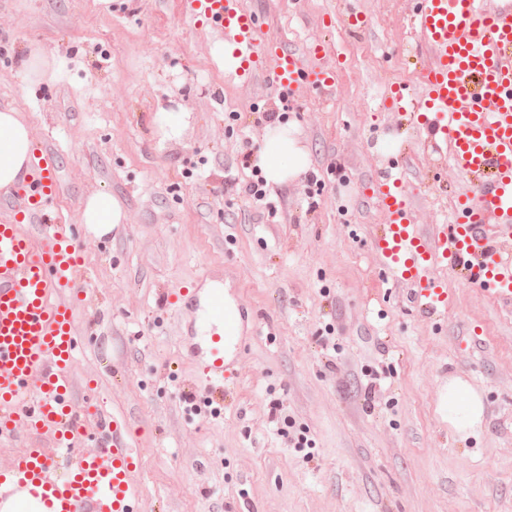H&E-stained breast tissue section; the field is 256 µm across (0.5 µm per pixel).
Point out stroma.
Returning <instances> with one entry per match:
<instances>
[{
	"mask_svg": "<svg viewBox=\"0 0 512 512\" xmlns=\"http://www.w3.org/2000/svg\"><path fill=\"white\" fill-rule=\"evenodd\" d=\"M241 2L264 39L335 71L331 99L218 67L221 36L182 0H0V109L50 152V209L80 228L76 396L130 433L140 512H512V308L437 267L450 299L429 322L383 281L372 244L386 220L375 174L399 151L414 223L451 224L454 198L472 191L383 105L391 83H418L405 61L414 0H356L357 31L341 21L346 0ZM33 45L55 62L37 84L20 67ZM161 106L190 112L180 141L160 142ZM267 112L295 123L311 170L256 204L244 157ZM102 190L126 214L106 237L80 227ZM213 272L248 312L237 397L220 410L185 400L190 317L157 304L158 289L200 288ZM452 375L484 397L468 439L437 411ZM297 437L310 452L290 447Z\"/></svg>",
	"mask_w": 512,
	"mask_h": 512,
	"instance_id": "stroma-1",
	"label": "stroma"
}]
</instances>
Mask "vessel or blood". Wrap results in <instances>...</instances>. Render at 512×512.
I'll return each mask as SVG.
<instances>
[{
    "label": "vessel or blood",
    "mask_w": 512,
    "mask_h": 512,
    "mask_svg": "<svg viewBox=\"0 0 512 512\" xmlns=\"http://www.w3.org/2000/svg\"><path fill=\"white\" fill-rule=\"evenodd\" d=\"M185 15L236 47L243 76L254 77L260 55L270 60L266 78L277 89L292 93L309 83L332 96L334 73L306 68L295 52L263 42L256 16L239 0H185ZM413 28L428 57L419 87L400 88L391 107L475 191L454 200L452 225L427 231L412 221L400 162L382 171L377 188L387 222L373 237L382 275L409 285L413 308L431 321L448 307L447 288L428 276L439 264L512 307V241L499 234L512 225V0H415ZM57 191L50 154L34 148L29 175L9 191V215L0 220V434L22 421L32 438L11 466L0 468V512H139L127 438H113L92 454L80 448L97 411L71 394L76 318L70 291L82 264L71 226L52 221L49 204ZM35 225L41 228L36 237L29 232ZM161 303L188 309L202 324L188 357L204 383V400L223 402L228 349L238 338L236 309L220 288L203 299L170 289ZM46 433L66 451L65 466L36 446Z\"/></svg>",
    "instance_id": "1"
}]
</instances>
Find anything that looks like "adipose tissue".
<instances>
[{
  "instance_id": "adipose-tissue-1",
  "label": "adipose tissue",
  "mask_w": 512,
  "mask_h": 512,
  "mask_svg": "<svg viewBox=\"0 0 512 512\" xmlns=\"http://www.w3.org/2000/svg\"><path fill=\"white\" fill-rule=\"evenodd\" d=\"M32 153L30 129L12 108L0 110V186L15 185L24 178ZM252 163L266 181L284 183L306 173L310 154L297 136L293 123L276 121L268 125L262 147ZM125 212L117 198L107 192L89 196L82 211V222L98 236L109 234L123 223ZM444 422L454 434L467 438L478 434L485 419L482 393L463 377L449 376L438 401Z\"/></svg>"
}]
</instances>
